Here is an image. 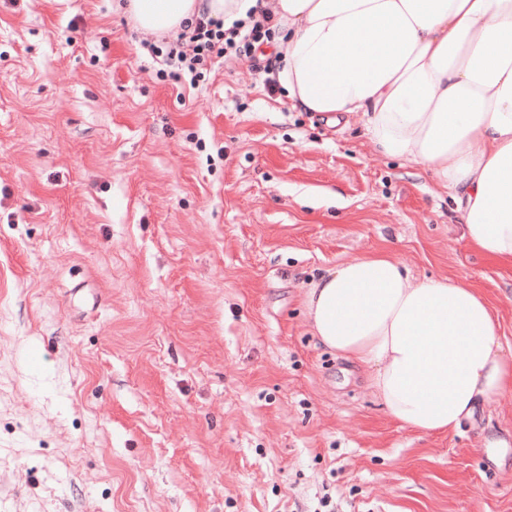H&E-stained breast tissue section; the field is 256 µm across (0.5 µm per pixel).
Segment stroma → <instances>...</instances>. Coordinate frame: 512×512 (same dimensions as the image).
Listing matches in <instances>:
<instances>
[{"label": "stroma", "instance_id": "1", "mask_svg": "<svg viewBox=\"0 0 512 512\" xmlns=\"http://www.w3.org/2000/svg\"><path fill=\"white\" fill-rule=\"evenodd\" d=\"M157 68L115 0H0V512H512V394L415 431L303 305L387 248L512 347V268L358 119Z\"/></svg>", "mask_w": 512, "mask_h": 512}]
</instances>
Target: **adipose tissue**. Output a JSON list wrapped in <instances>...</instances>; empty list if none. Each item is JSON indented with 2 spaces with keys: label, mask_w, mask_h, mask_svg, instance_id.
Wrapping results in <instances>:
<instances>
[{
  "label": "adipose tissue",
  "mask_w": 512,
  "mask_h": 512,
  "mask_svg": "<svg viewBox=\"0 0 512 512\" xmlns=\"http://www.w3.org/2000/svg\"><path fill=\"white\" fill-rule=\"evenodd\" d=\"M147 39L200 18L225 27L269 16L277 74L293 107L327 123L362 117L390 157L430 171L463 239L512 267V0H121ZM309 329L365 367L386 413L453 434L512 393V352L480 289L417 279L388 250L307 289Z\"/></svg>",
  "instance_id": "ef3b65f1"
}]
</instances>
